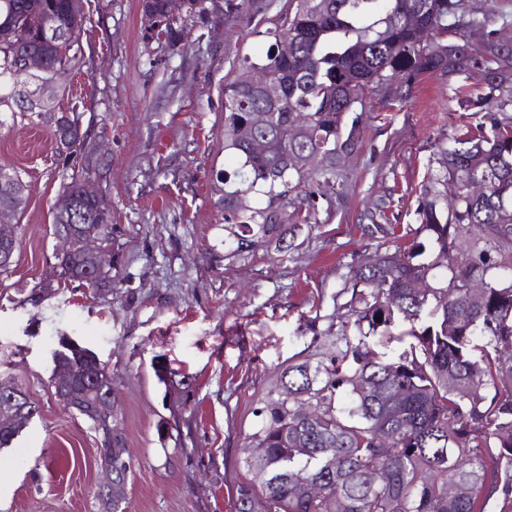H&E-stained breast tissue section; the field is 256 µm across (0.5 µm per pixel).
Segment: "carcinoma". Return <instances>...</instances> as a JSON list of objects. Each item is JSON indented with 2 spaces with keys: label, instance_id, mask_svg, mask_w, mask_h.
Wrapping results in <instances>:
<instances>
[{
  "label": "carcinoma",
  "instance_id": "cac0c4a2",
  "mask_svg": "<svg viewBox=\"0 0 512 512\" xmlns=\"http://www.w3.org/2000/svg\"><path fill=\"white\" fill-rule=\"evenodd\" d=\"M176 36L168 0H148ZM83 15L71 0H0V113H19L53 128L59 88L49 76L30 81L33 100L19 107L11 77L15 54L35 52L46 68L73 66L72 54ZM431 32L428 47L416 44L413 25ZM49 26L70 28L73 41L42 37ZM264 55L240 59V67H261L278 82L271 99L234 77L224 83V153L234 166L217 178L224 208V242L243 255L259 247L284 248L300 224H317L318 202L342 194L337 181L343 153L359 151V117H346L380 85L411 83L425 75H464L476 93L462 92L466 107L481 114L476 131L435 144L427 178L416 197L414 240L394 251L376 252L352 271L344 292V318H353L358 337L315 363L289 365L277 396L261 408L253 434L255 456L248 471L260 477L237 488L235 512H252L255 499L266 512H500L512 509V43L501 40L468 13L461 0H294L282 28L266 30ZM288 37L295 51L273 52ZM482 54L465 52L472 37ZM255 110L268 114L258 132L265 149L244 145L241 130ZM72 152L85 142L80 115L69 126ZM304 159L300 165L289 153ZM91 168L73 170L60 197L87 211L79 183ZM488 182L473 195L470 185ZM293 210H288V207ZM93 235L112 244V224L103 214L75 224L72 250L58 258V281L87 288L112 287V269L94 272V257L82 245ZM483 283V300L470 298V282ZM381 316L376 320L375 316ZM406 343L394 359L379 355L372 339ZM485 340L475 352L473 340ZM60 366L73 371L74 389L87 398L74 411L98 436L112 435L113 479L126 483L132 458L120 427V406L107 410L94 398L112 388V375L96 354L78 344L62 349ZM152 368L165 393L180 395L185 407L191 380L165 360ZM348 402H342L343 396ZM309 405L316 420L298 413ZM38 413L29 406L21 419L0 409V448H8ZM386 437L390 447H379ZM334 452L327 453L325 449ZM467 486L463 497L448 496V483ZM318 484L313 498L308 487ZM98 512H127V498L95 495Z\"/></svg>",
  "mask_w": 512,
  "mask_h": 512
}]
</instances>
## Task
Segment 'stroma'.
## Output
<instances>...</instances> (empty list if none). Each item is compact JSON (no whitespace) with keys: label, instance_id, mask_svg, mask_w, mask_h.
<instances>
[{"label":"stroma","instance_id":"35a3bbf8","mask_svg":"<svg viewBox=\"0 0 512 512\" xmlns=\"http://www.w3.org/2000/svg\"><path fill=\"white\" fill-rule=\"evenodd\" d=\"M512 42V0H466ZM288 0H224L181 8L185 35L147 33L141 0H81L78 66L61 80L64 110L81 115L92 187L110 213L111 289L61 288L40 306L32 286L52 274L59 245L54 204L67 162L44 125L0 128V166L27 190L12 219L19 241L0 274V382L40 408L0 449V512H96L103 481L97 438L53 386L60 336L91 349L112 374L133 453L128 512H234L245 450L281 371L355 337L337 314L352 269L417 226L416 197L438 137L478 118L455 94L464 77L412 82L406 100L388 85L367 101L362 149L343 157L346 190L319 201L317 222L284 250L226 255L224 211L213 186L224 168V81L239 59L263 54L262 30L282 23ZM165 357L194 394L173 410L152 370ZM167 424L159 437L157 427Z\"/></svg>","mask_w":512,"mask_h":512}]
</instances>
